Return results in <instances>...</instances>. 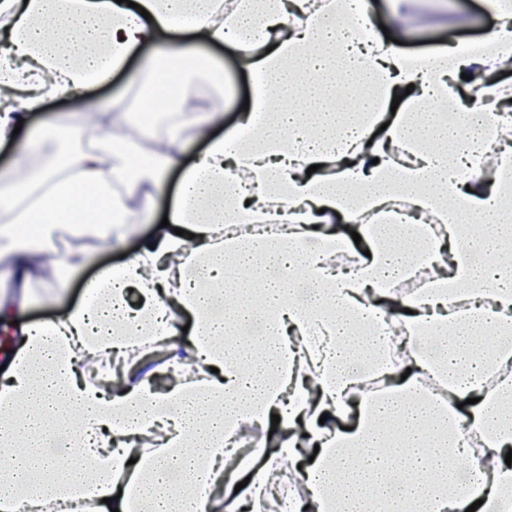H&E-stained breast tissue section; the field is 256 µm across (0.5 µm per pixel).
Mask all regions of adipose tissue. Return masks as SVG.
I'll return each mask as SVG.
<instances>
[{
    "instance_id": "obj_1",
    "label": "adipose tissue",
    "mask_w": 512,
    "mask_h": 512,
    "mask_svg": "<svg viewBox=\"0 0 512 512\" xmlns=\"http://www.w3.org/2000/svg\"><path fill=\"white\" fill-rule=\"evenodd\" d=\"M136 2L0 0V146L41 112L46 159L0 166V273L26 285L65 235L123 247L136 202L169 221L53 319L0 296V512H512V0H484L480 51L417 61L361 36L355 0ZM227 42L251 94L219 133L184 97L194 74L223 86ZM116 74L142 106L92 96Z\"/></svg>"
}]
</instances>
